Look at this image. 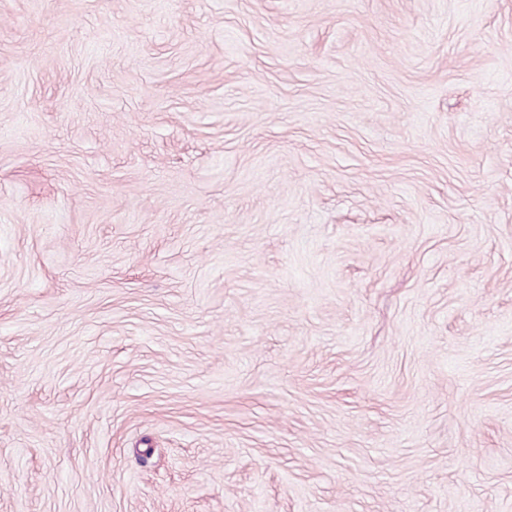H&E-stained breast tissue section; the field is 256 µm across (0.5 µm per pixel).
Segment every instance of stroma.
Returning <instances> with one entry per match:
<instances>
[{
  "label": "stroma",
  "instance_id": "35a3bbf8",
  "mask_svg": "<svg viewBox=\"0 0 512 512\" xmlns=\"http://www.w3.org/2000/svg\"><path fill=\"white\" fill-rule=\"evenodd\" d=\"M0 512H512V0H0Z\"/></svg>",
  "mask_w": 512,
  "mask_h": 512
}]
</instances>
